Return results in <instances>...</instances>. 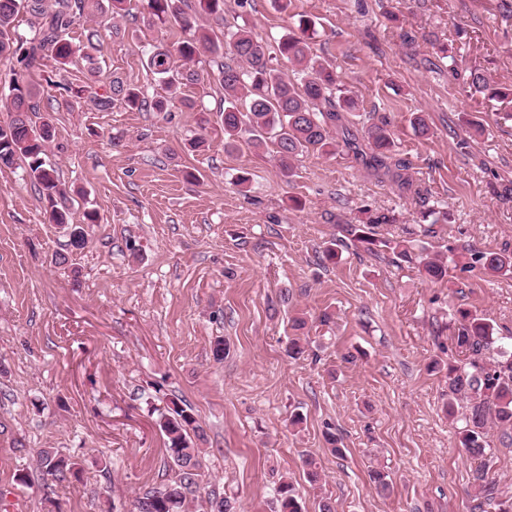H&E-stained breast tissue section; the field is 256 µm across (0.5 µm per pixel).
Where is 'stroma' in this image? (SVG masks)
<instances>
[{"instance_id":"1","label":"stroma","mask_w":512,"mask_h":512,"mask_svg":"<svg viewBox=\"0 0 512 512\" xmlns=\"http://www.w3.org/2000/svg\"><path fill=\"white\" fill-rule=\"evenodd\" d=\"M300 14L315 20L313 50L333 61L357 110L336 127V154L305 155L289 178L269 153L225 151L223 91L208 59L167 111L95 106L93 93L115 77L153 98L146 56L185 36L148 25L141 0L117 32L74 25V40H100L98 78L51 59L32 72L55 127L48 161L87 245L70 250L23 164L0 168V512H135L174 475L156 425L172 398L201 427L204 487L237 512H275L284 477L304 512L320 494L335 512H475V463L445 412L448 373L431 363L457 355L448 327L457 309L512 336V274L452 267L432 280L386 253L343 245L332 264L322 251L365 210L394 216L381 236L410 232L432 252L512 248V103L465 88L475 68L512 85V9L292 0L282 12L272 0H224L223 22L209 28L220 39L238 23L272 44ZM413 112L426 114L427 137L409 127ZM384 118L399 162L374 168L366 130ZM197 137L202 146L190 148ZM88 210L97 223L84 224ZM296 336L308 353L293 359ZM297 411L299 428L288 423ZM330 432L343 456L330 453ZM45 448L82 472L63 483L44 474ZM372 463L388 473L389 494L372 486Z\"/></svg>"}]
</instances>
